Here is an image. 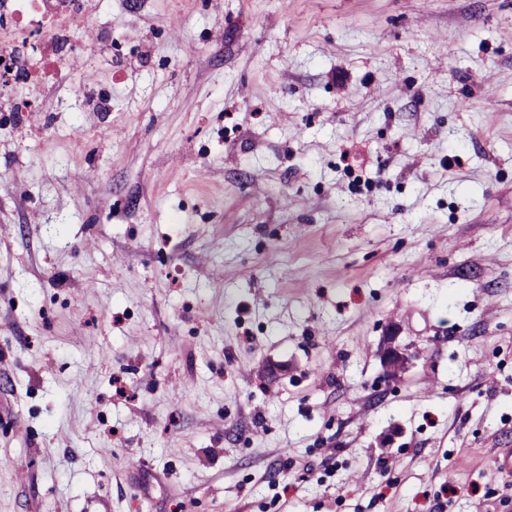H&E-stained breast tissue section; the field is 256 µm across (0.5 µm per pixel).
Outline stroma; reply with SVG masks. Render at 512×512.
<instances>
[{"label":"stroma","instance_id":"35a3bbf8","mask_svg":"<svg viewBox=\"0 0 512 512\" xmlns=\"http://www.w3.org/2000/svg\"><path fill=\"white\" fill-rule=\"evenodd\" d=\"M510 450L512 0H96L0 115V512H512Z\"/></svg>","mask_w":512,"mask_h":512}]
</instances>
